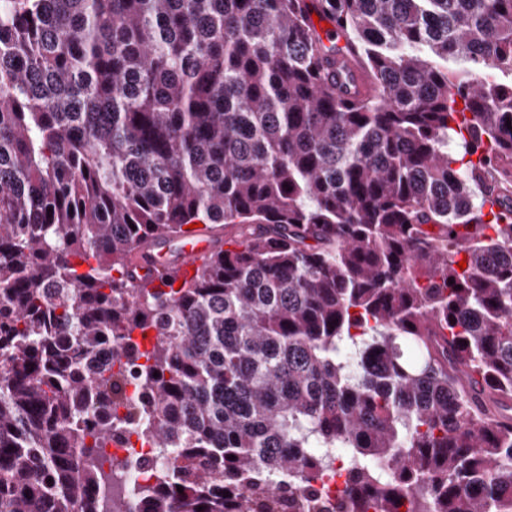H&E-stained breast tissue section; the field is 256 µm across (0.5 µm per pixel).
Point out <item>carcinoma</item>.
<instances>
[{"instance_id": "cac0c4a2", "label": "carcinoma", "mask_w": 512, "mask_h": 512, "mask_svg": "<svg viewBox=\"0 0 512 512\" xmlns=\"http://www.w3.org/2000/svg\"><path fill=\"white\" fill-rule=\"evenodd\" d=\"M509 121L512 0H0V512H512ZM221 245L215 233L203 229L197 236L177 247L164 238L152 240L136 249L129 258V269L135 275H157L176 264L183 272H191L197 258L216 250ZM141 426L128 424L123 440L112 441V445L104 448L107 457H112L113 463H126L125 481L135 480L138 484H153L154 472L157 468L165 466L162 459V448H152L141 440ZM150 462L152 469H145L143 466L135 467L134 463Z\"/></svg>"}]
</instances>
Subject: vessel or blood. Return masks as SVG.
<instances>
[{"mask_svg":"<svg viewBox=\"0 0 512 512\" xmlns=\"http://www.w3.org/2000/svg\"><path fill=\"white\" fill-rule=\"evenodd\" d=\"M219 246V239L206 229L177 246L171 245L167 239L159 238L136 249L129 258V268L139 276L165 272L174 264L188 272L200 256L218 249Z\"/></svg>","mask_w":512,"mask_h":512,"instance_id":"obj_1","label":"vessel or blood"}]
</instances>
